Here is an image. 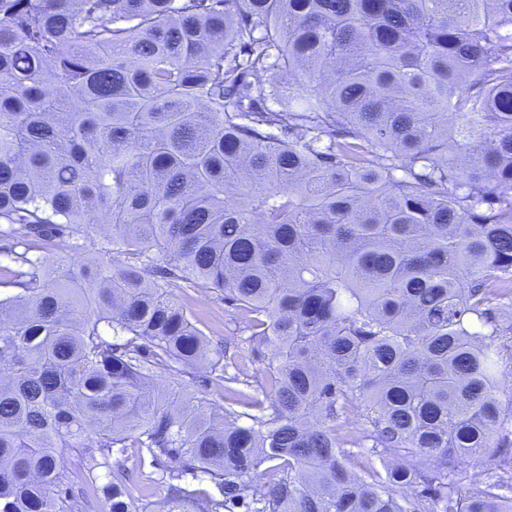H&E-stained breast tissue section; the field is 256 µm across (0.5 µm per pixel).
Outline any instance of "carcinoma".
Returning a JSON list of instances; mask_svg holds the SVG:
<instances>
[{
  "label": "carcinoma",
  "mask_w": 512,
  "mask_h": 512,
  "mask_svg": "<svg viewBox=\"0 0 512 512\" xmlns=\"http://www.w3.org/2000/svg\"><path fill=\"white\" fill-rule=\"evenodd\" d=\"M0 237V512H512V0H0ZM187 302L203 319V329L213 345H224L225 336H243V333H236L234 323L230 322L231 308L224 304L219 294L207 290L201 297L199 292L192 290ZM192 375H185L184 380L188 386V393L195 394V396L206 397L216 407H224V388L215 383L203 386V383L198 381L203 380L204 377H208V369L189 370ZM194 376V377H192ZM195 378L194 381H191ZM114 449L112 462L119 461L135 483L145 485L152 493L151 500L158 501L164 494L162 464H158L139 448H124L122 453Z\"/></svg>",
  "instance_id": "1"
}]
</instances>
